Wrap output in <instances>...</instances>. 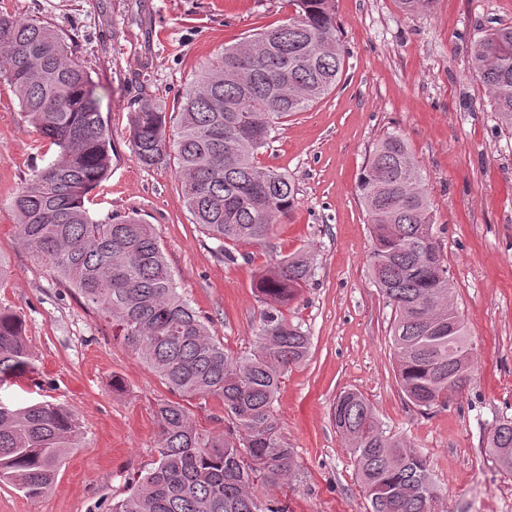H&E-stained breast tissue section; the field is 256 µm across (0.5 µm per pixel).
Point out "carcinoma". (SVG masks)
<instances>
[{
    "label": "carcinoma",
    "mask_w": 512,
    "mask_h": 512,
    "mask_svg": "<svg viewBox=\"0 0 512 512\" xmlns=\"http://www.w3.org/2000/svg\"><path fill=\"white\" fill-rule=\"evenodd\" d=\"M294 16L224 47L195 75L172 111L143 91L131 113V153L144 167L174 163L193 223L218 243L260 244L288 218L296 194L288 175L258 161L284 119L336 88L344 55L335 0H290ZM472 69L512 135V25L483 32ZM0 77L23 118L56 147L13 200L17 244L44 260L182 398L224 401L225 429L204 434L183 403L161 401L154 418L158 459L132 478L111 512H287L261 503L257 485L291 477L295 450L282 437L274 403L288 369L302 363L310 337L285 316L312 275L308 254L283 257L258 278L263 304L253 348L224 350L177 292L160 242L136 213L95 222L85 198L112 170V134L95 84L66 34L40 18L0 12ZM375 245L370 271L394 317L398 381L417 407L448 403L454 371L474 370L465 325L451 302L448 264L432 222L419 165L391 134L372 148L358 180ZM37 372L22 319L0 309V387ZM336 432L351 448L371 512H432L439 493L426 456L388 433L368 399L341 392ZM76 415L50 401L0 396V483L28 498L48 492L65 456L82 447ZM488 454L512 471V418L492 423Z\"/></svg>",
    "instance_id": "1"
}]
</instances>
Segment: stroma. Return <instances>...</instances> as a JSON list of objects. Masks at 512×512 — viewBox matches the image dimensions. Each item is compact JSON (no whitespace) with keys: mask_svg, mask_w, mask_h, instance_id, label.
<instances>
[{"mask_svg":"<svg viewBox=\"0 0 512 512\" xmlns=\"http://www.w3.org/2000/svg\"><path fill=\"white\" fill-rule=\"evenodd\" d=\"M0 9L50 20L70 36L112 131V173L91 193L90 214L102 222L134 211L151 224L178 292L226 350L253 344L258 275L297 250L309 254L312 277L284 313L311 347L283 378L276 404L296 468L282 487L257 488L258 498L277 497L289 512H370L331 418L337 394L355 389L387 432L427 456L440 512H512V473L483 446L492 421L512 416V136L500 132L471 67L480 32L512 25V0H434L413 15L396 0H336L341 80L279 126L258 156L287 173L296 206L266 242L235 247L232 262L193 224L175 168L134 158L130 116L139 82L173 104L224 46L286 23L288 0H0ZM392 133L421 167L475 359L464 388L428 411L397 381L393 313L371 277V226L357 189L370 149ZM54 156L0 83V307L22 318L38 369L4 395L65 404L85 431L42 497L0 485V512H110L129 479L156 461L153 410L171 394L75 289L15 242L11 201ZM116 378L122 391L112 388Z\"/></svg>","mask_w":512,"mask_h":512,"instance_id":"stroma-1","label":"stroma"}]
</instances>
